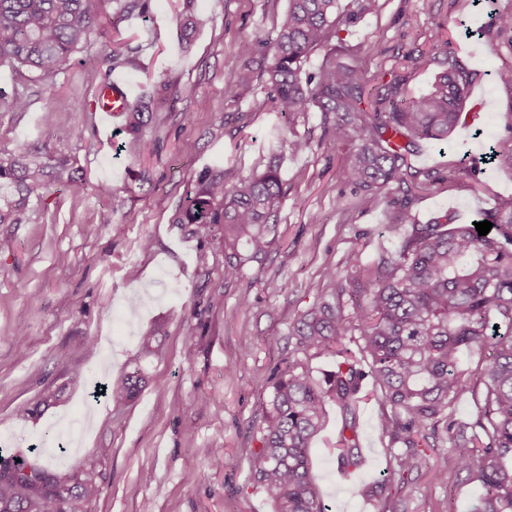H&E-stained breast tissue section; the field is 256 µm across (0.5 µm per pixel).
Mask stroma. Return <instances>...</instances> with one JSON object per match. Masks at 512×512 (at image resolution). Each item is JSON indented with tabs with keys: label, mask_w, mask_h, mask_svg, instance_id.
<instances>
[{
	"label": "stroma",
	"mask_w": 512,
	"mask_h": 512,
	"mask_svg": "<svg viewBox=\"0 0 512 512\" xmlns=\"http://www.w3.org/2000/svg\"><path fill=\"white\" fill-rule=\"evenodd\" d=\"M187 1L208 22L186 48L179 17ZM421 3L380 0L376 14L339 36L353 60L388 66L410 49L430 52L437 20L478 72L451 142H419L410 158L414 168L443 176L416 194L420 220L452 212L464 224L498 196L512 195V169L491 164L464 173L491 141L508 135L502 112L512 92L495 73L512 62V50L488 24L494 12L512 9V0H431L427 12ZM94 8L98 24L66 73L41 81L0 68V90L29 102L17 113L0 104V150L46 146L68 161L61 177L31 195L24 223L0 224V237L15 242L13 252L0 254V453L26 457L35 449L58 472L71 473L108 449L93 512H272L251 479L270 370L293 349L291 322L332 296L325 268L343 269L356 248L369 258L393 248L399 195L384 189L374 205L363 204L337 178L353 146L325 136L319 112L285 126L264 105L260 69L247 86L230 76L227 63L242 43L252 44L258 66L270 61L288 0H151L148 12H133L116 27L110 21L118 0H96ZM116 50L136 57L137 66L123 74L133 101L152 112L141 152H117L129 138L127 120L100 112L97 88L86 79ZM77 99L84 111H73ZM77 126L81 138L61 137ZM296 135L309 146L293 154L288 141ZM273 157L287 191L279 245L244 278L225 281L222 237L193 238L172 216L200 173L233 166L246 176ZM105 210L111 223L99 221ZM145 239L151 250L141 249ZM159 323L166 331L160 352L140 357L141 336ZM137 367L146 384L128 405L116 409L93 397L95 384ZM48 391L59 400L41 405ZM382 413L376 401L360 403L365 463L346 479L333 452L342 419L328 405L311 458L332 512H376L363 488L389 458V441L378 431ZM215 448L221 457L212 456ZM190 460L199 472L193 480L185 477ZM478 494L466 474L442 483L424 469L395 478L391 503L396 512H470Z\"/></svg>",
	"instance_id": "stroma-1"
}]
</instances>
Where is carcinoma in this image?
Segmentation results:
<instances>
[{
    "mask_svg": "<svg viewBox=\"0 0 512 512\" xmlns=\"http://www.w3.org/2000/svg\"><path fill=\"white\" fill-rule=\"evenodd\" d=\"M379 0H288L270 42L265 69L267 101L286 123L313 108L322 114L329 137L348 141L354 150L338 179L365 204L383 188L396 186L404 203L393 223L406 227L393 250L365 261L349 253L351 273L338 278L332 267L324 276L339 280L340 303L317 300L294 320L288 339L291 356L272 371V392L261 411L259 446L252 459V481L274 504V512H331L311 475L310 448L321 431L326 407L335 404L344 420L336 443L337 467L359 470L364 459L356 426L359 395L366 386L376 402L390 408L379 422L389 439L392 463L369 496L380 499L377 512H394L386 491L395 476L427 466L425 449L444 437L450 458L434 466V478L448 482V466L479 483L473 512H512V195L500 196L476 222L493 223L485 236L473 224H458L445 213L423 224L411 209L415 192L427 190L442 176L411 171L409 156L417 141L448 143L458 125L477 73L451 48L437 54L410 51L404 63L372 73L347 62L349 49L332 43L340 26L375 14ZM97 16L89 0H0V66L26 70L42 80L67 72L77 46L94 29ZM205 23L185 9L181 30L188 36ZM490 28L507 36L512 50V10L494 13ZM328 48L315 72L304 69L308 56ZM244 44L228 64L240 83L253 78ZM440 64L428 91L407 97L408 71ZM136 67L118 53L87 71L100 82L103 70ZM148 106H128L131 140L139 139ZM488 164L512 168V137L488 147ZM66 160L49 152L33 153L25 145L0 154V224H21L31 193L59 175ZM286 190L279 164L243 176L234 167L207 171L193 195L175 211L172 223L188 224L206 240L224 239V280L243 277L246 266L278 246L280 215ZM161 328L141 337V355L157 353ZM357 342L360 356L345 340ZM474 346L491 350L479 377L460 369L462 354ZM336 358V367L317 378L309 361ZM144 376L136 368L107 388L112 405L136 398ZM484 386L483 405L470 423L453 418L456 400ZM109 449L85 461L69 476L54 473L48 460L0 459V512H91L102 492L101 459Z\"/></svg>",
    "mask_w": 512,
    "mask_h": 512,
    "instance_id": "obj_1",
    "label": "carcinoma"
}]
</instances>
